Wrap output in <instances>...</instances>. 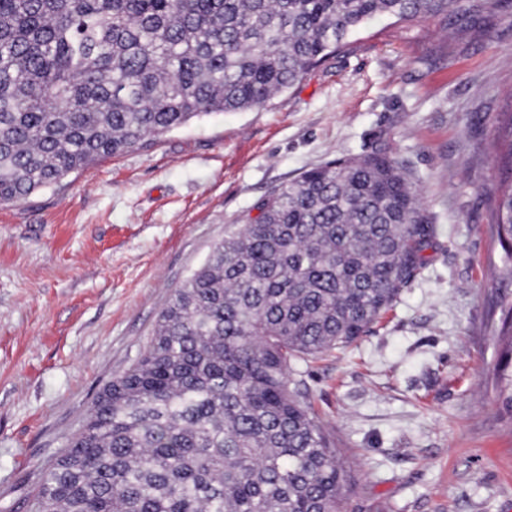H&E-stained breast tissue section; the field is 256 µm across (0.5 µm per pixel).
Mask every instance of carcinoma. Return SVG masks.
<instances>
[{"label":"carcinoma","mask_w":512,"mask_h":512,"mask_svg":"<svg viewBox=\"0 0 512 512\" xmlns=\"http://www.w3.org/2000/svg\"><path fill=\"white\" fill-rule=\"evenodd\" d=\"M505 0H0V204L211 114L261 107L380 17ZM230 224L42 475L36 512H339L350 468L290 389L354 342L433 233L400 162L332 159ZM492 232L512 279V186ZM512 412V352L499 364Z\"/></svg>","instance_id":"obj_1"}]
</instances>
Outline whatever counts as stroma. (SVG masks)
<instances>
[{
    "mask_svg": "<svg viewBox=\"0 0 512 512\" xmlns=\"http://www.w3.org/2000/svg\"><path fill=\"white\" fill-rule=\"evenodd\" d=\"M511 125L512 12L467 29L380 19L265 106L0 205V512H31L43 471L225 225L301 172L379 148L434 227L425 261L367 333L299 363L292 384L350 465L341 512H512L505 342L485 326Z\"/></svg>",
    "mask_w": 512,
    "mask_h": 512,
    "instance_id": "35a3bbf8",
    "label": "stroma"
}]
</instances>
